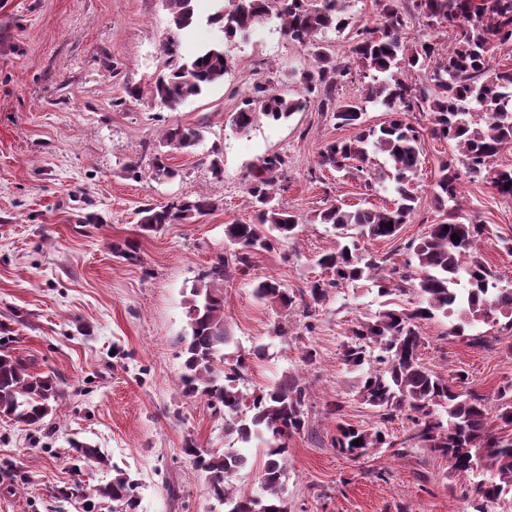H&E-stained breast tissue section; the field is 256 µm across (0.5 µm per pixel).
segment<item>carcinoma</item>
I'll return each instance as SVG.
<instances>
[{
  "label": "carcinoma",
  "instance_id": "obj_1",
  "mask_svg": "<svg viewBox=\"0 0 512 512\" xmlns=\"http://www.w3.org/2000/svg\"><path fill=\"white\" fill-rule=\"evenodd\" d=\"M168 22L179 30L197 22L193 0H165ZM379 22L371 27L348 13V0H228L208 18L232 44L244 39L274 16L279 31L289 41L312 49L311 68L302 75V91L288 95L255 84L252 95L232 117L239 131L252 128L258 115L271 122L288 120L311 102L320 112H330L339 127L356 133L328 143L318 165L338 173L364 171L370 154L385 156L381 179L395 183L391 206H356L338 200L317 214L320 224H329L338 241L323 254L318 265L330 279L316 278L297 291L276 277L256 283L254 296L281 313L299 308L306 316L323 305L330 288L366 278L376 283L384 296L404 294L417 288L420 301L412 309H385L358 322L343 344L346 365L362 371L356 394L360 403L379 412L380 425L366 429L340 421L334 447L360 459L371 450L393 448L403 456L427 449L448 461L458 472H478L484 477L474 492V512H488L487 505L512 495V381L501 385L494 403L471 390L462 393L457 384L468 379L459 371L452 380L421 363L419 324L442 314L455 316L451 331L462 336L465 328L508 319L512 330V288L494 285L491 268L475 256L476 245L489 233L488 225L475 219L460 222L449 214L427 226L418 241L404 248L410 258L402 264L393 257L365 253L359 242L394 239L409 223L418 195L415 180L422 166L420 131L410 114L426 112L431 135L452 142L461 154V166L470 174H486L496 192L512 200V168L494 166L495 159L512 145V67L495 62L498 46L512 44V0H376ZM422 21L423 37L409 44L403 31L408 18ZM447 30L448 46L438 42ZM352 33V61L336 63V55L316 43L328 32ZM231 50L220 45L205 48L180 66L161 74L152 95L173 109L214 84L224 81L235 66ZM356 68L369 79L364 101L337 104L339 85ZM430 69V83L419 86L407 80V72ZM379 101L389 118L376 127L364 125L363 102ZM479 112L482 122L473 120ZM204 138L200 126H176L167 130L153 158L151 177L168 180L176 175L169 154L192 153ZM290 157L274 152L247 168V202L254 211L249 223L227 224L224 236L232 245L217 256L191 288L187 301V329L181 384L187 397H201L224 416V436L243 443L257 440L264 446L259 481L262 493L252 495L235 484L236 476L249 467V459L236 448L205 453L189 444L184 453L193 457L195 468L208 483L211 495L224 512H290L284 496L287 442L307 425V386L300 379L285 377L269 386L246 393L240 387L253 358L262 347L227 351L234 344L224 320V278L229 268L246 273L254 255L288 244L299 232L298 216L276 200L284 187ZM461 173L452 162L440 163L433 182L436 206L445 211L458 203ZM220 200L210 197L178 198L165 205H147L141 224L157 232L167 224H191L216 211ZM393 228H388V225ZM449 231H444V227ZM457 234L460 241L452 240ZM61 391L55 378L33 371V363L0 348V417L27 426L39 425L53 411ZM407 414L412 426L395 441L388 425ZM359 445H353V441ZM112 481L97 489L100 497L117 504L120 512H135L138 483L122 468L112 466Z\"/></svg>",
  "mask_w": 512,
  "mask_h": 512
}]
</instances>
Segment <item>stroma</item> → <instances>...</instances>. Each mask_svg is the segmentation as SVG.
<instances>
[{"label": "stroma", "mask_w": 512, "mask_h": 512, "mask_svg": "<svg viewBox=\"0 0 512 512\" xmlns=\"http://www.w3.org/2000/svg\"><path fill=\"white\" fill-rule=\"evenodd\" d=\"M236 50L222 83L182 103L161 107L151 90L167 66L203 45L220 43L217 27L178 30L162 0H0V347L35 358V370L61 381L55 414L41 426L0 417V512H113L96 490L114 467L138 483V512H224L204 476L185 454L187 443L208 452L230 444L224 420L206 401L183 396L180 375L186 333L185 300L212 260L228 248L225 225L249 221L244 172L260 156L291 158L280 202L303 221L288 246L254 256L249 274L224 285V319L242 349L261 345L244 391L300 378L308 387V423L288 441L285 493L291 512H473L460 490L476 475L452 472L420 450L397 457L381 448L352 459L332 440L339 403L346 421L371 428L376 410L353 392L357 375L342 359L346 332L374 317L384 302L370 281L332 289L313 316L292 310L286 336L272 335L277 314L253 295L267 276L306 287L321 269L319 255L335 244L316 212L341 199L390 204L392 183L368 181L318 166L330 141L352 136L315 106L271 124L258 118L249 133L231 119L254 84L299 88L311 50L289 44L276 24L261 27ZM175 54H167V46ZM425 164L415 183L417 208L400 241L416 239L441 220L432 184L440 161L457 157L453 144L433 139L428 114L413 113ZM204 125L193 153L174 152L175 178H149L163 134L178 125ZM220 156L224 176L210 172ZM221 199L192 224L145 232L139 211L182 196ZM461 212L487 224L481 257L502 283L512 284V200L488 177L463 176ZM135 242L133 259L112 247ZM399 241V242H400ZM448 318L422 322L423 364L444 378L465 371L468 389L495 397L512 380V332L482 324L457 336ZM492 339L477 343L475 334ZM316 351L305 363V349ZM98 448L78 454L73 441Z\"/></svg>", "instance_id": "obj_1"}]
</instances>
